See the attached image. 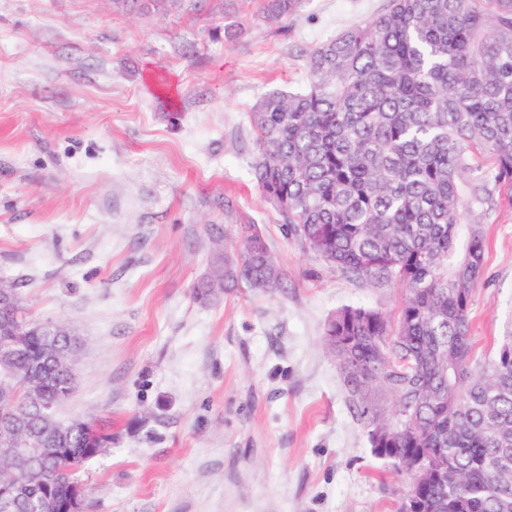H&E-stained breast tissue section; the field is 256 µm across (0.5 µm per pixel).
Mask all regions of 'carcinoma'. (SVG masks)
Returning <instances> with one entry per match:
<instances>
[{"mask_svg":"<svg viewBox=\"0 0 512 512\" xmlns=\"http://www.w3.org/2000/svg\"><path fill=\"white\" fill-rule=\"evenodd\" d=\"M298 4L268 0V18ZM309 75L251 112V175L306 249L404 290L397 321L345 306L325 332L371 452L406 479L397 512H512V333L475 358L469 312L486 239L462 216L465 203L492 200L489 182L512 204V0H387L318 46ZM240 235L197 295L282 288L263 238L249 225ZM51 343L68 366L43 363ZM6 349L19 384L42 365L38 400L74 391V338L0 330ZM30 410L23 392L0 393V417ZM36 432L60 452L26 473L0 455V512H23L6 494L18 477L43 512H60L82 466L112 447V431L81 419Z\"/></svg>","mask_w":512,"mask_h":512,"instance_id":"cac0c4a2","label":"carcinoma"}]
</instances>
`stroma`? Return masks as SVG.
I'll return each instance as SVG.
<instances>
[{"mask_svg": "<svg viewBox=\"0 0 512 512\" xmlns=\"http://www.w3.org/2000/svg\"><path fill=\"white\" fill-rule=\"evenodd\" d=\"M386 0H0V282L81 342L62 422L112 446L81 472L87 512H394L324 344L337 309L396 317L397 283L343 274L286 235L253 181L249 115ZM467 207L485 270L476 352L512 324V206ZM255 225L269 293L194 290Z\"/></svg>", "mask_w": 512, "mask_h": 512, "instance_id": "obj_1", "label": "stroma"}]
</instances>
